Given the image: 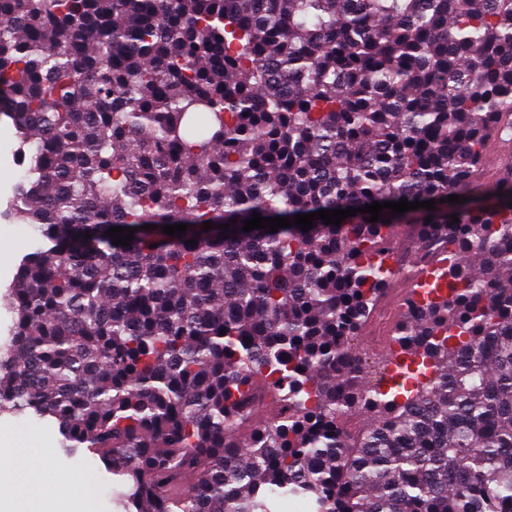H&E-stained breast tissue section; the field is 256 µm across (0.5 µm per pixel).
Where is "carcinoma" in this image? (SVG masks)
<instances>
[{"label":"carcinoma","mask_w":512,"mask_h":512,"mask_svg":"<svg viewBox=\"0 0 512 512\" xmlns=\"http://www.w3.org/2000/svg\"><path fill=\"white\" fill-rule=\"evenodd\" d=\"M0 90L42 238L0 411L98 456L117 512H512V159L476 185L512 141V0H0ZM402 198L436 204L242 230ZM395 224L449 288L373 383ZM394 288H396L395 284H393V282H391L389 284L387 290L384 292V294L381 296V298L377 302L372 319L369 321L368 325L363 330V332L354 341V346H355L356 352L359 355H361L363 358H365L367 361H369L371 358L372 362L373 361L382 362V361L386 360V357L391 358L392 352H390L387 347L384 351H379V350L371 347L367 342L366 336L368 338H370V336H368V332H369V329L372 325V321H373L377 311L380 308H382L384 304L393 302V300L398 295H400L399 293H395Z\"/></svg>","instance_id":"obj_1"}]
</instances>
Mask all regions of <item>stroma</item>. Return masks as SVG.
<instances>
[{
  "instance_id": "obj_1",
  "label": "stroma",
  "mask_w": 512,
  "mask_h": 512,
  "mask_svg": "<svg viewBox=\"0 0 512 512\" xmlns=\"http://www.w3.org/2000/svg\"><path fill=\"white\" fill-rule=\"evenodd\" d=\"M24 159L14 129L0 116V294L37 240L30 225L4 215ZM16 446L22 447L45 490L43 496L23 503L24 512H112V474L97 456L85 450L65 454L49 424L25 415L0 414V449Z\"/></svg>"
}]
</instances>
